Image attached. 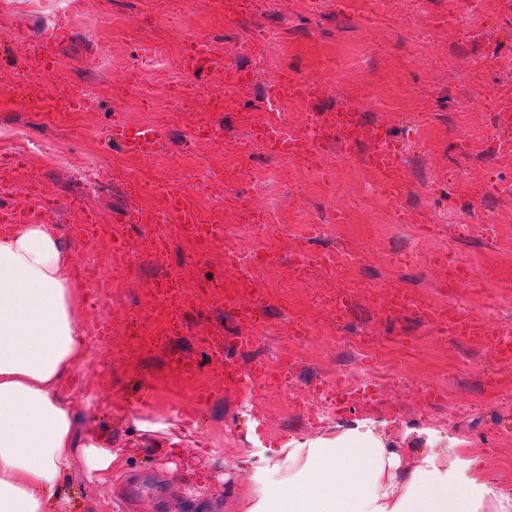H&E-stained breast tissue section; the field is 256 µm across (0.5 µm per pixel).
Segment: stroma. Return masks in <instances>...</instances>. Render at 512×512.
<instances>
[{"mask_svg":"<svg viewBox=\"0 0 512 512\" xmlns=\"http://www.w3.org/2000/svg\"><path fill=\"white\" fill-rule=\"evenodd\" d=\"M83 9L85 22L68 34L53 64L42 60L47 33L38 15L0 23V88L22 76L32 89L12 111L0 112V155L25 152L29 178L55 201L44 221L58 225L77 266L95 262L108 243L78 238L72 225L115 226L138 248L149 232L136 213L159 205L142 192L140 177L196 189L213 171L236 163L224 149L228 139L254 156L245 192L260 208L277 210L283 225L262 237L252 225H229L227 242L214 244L207 261L176 238L160 256L138 250L121 276L98 264L97 275L110 288L101 294L86 289L84 307L85 330L99 350L72 383L96 396L85 426L107 429L114 443L130 448L128 473L116 489L74 470L52 512H94L103 499L111 512H240L234 489L253 484L268 457L288 442L331 438L356 424L412 446L415 460L456 447L512 492V359L490 339L512 326V195L490 189L493 180H512V167L502 166L489 148L495 106L512 96V0H484L476 13L467 0H322L315 12L308 0H241L230 18L218 0H83ZM104 16L115 25L103 43L89 42L86 23ZM189 32L216 41L255 73L253 90L226 91L223 112L211 118L218 141L203 144L190 159L183 151L187 127L167 102L172 74L144 73L158 34ZM107 49L112 66L104 69L97 58ZM278 66L319 88L312 102L281 105L289 123L350 113L366 131L357 140L328 141L340 154L333 191L318 188L315 170L266 154L249 139L250 122L268 111ZM77 86L101 91V110L66 128L51 123L40 99ZM144 88L156 98L149 110L138 103ZM118 121L159 127L168 148L132 163L110 148L99 156L101 196H85L81 161ZM406 138L413 147L399 159L396 190L374 191L377 177L367 154ZM30 142L55 148L64 163L26 153ZM402 209L427 210L435 231L416 224L396 230ZM313 224L322 225L319 235H310ZM263 246L277 248L281 262L257 270L267 295L251 321H240L234 305L221 300L168 311L155 298L170 274L202 284L233 280L228 252ZM307 252L354 259L350 277L332 285L348 301L343 323L322 312L320 298L330 285L300 266ZM445 253L470 263L475 279L442 287L437 258ZM397 288L411 293L415 311H380V295ZM435 303L460 308L483 323L488 336L436 333L424 314ZM156 328L167 331L162 342L137 348V335ZM219 329L239 364L289 359L300 390L354 381L357 390L343 398L336 426L320 427L311 411L291 407L288 390L247 392L226 383L220 358L198 347L199 337ZM240 333L254 335L250 347L232 343ZM363 334L373 338L379 356L358 348ZM182 360L196 365L195 379L180 371ZM171 405L196 423L192 442L180 450L157 447L155 435L131 422L135 411ZM257 411L267 426L265 445L252 434ZM214 441L223 456L202 464L201 445Z\"/></svg>","mask_w":512,"mask_h":512,"instance_id":"1","label":"stroma"}]
</instances>
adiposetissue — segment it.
Masks as SVG:
<instances>
[{
	"label": "adipose tissue",
	"mask_w": 512,
	"mask_h": 512,
	"mask_svg": "<svg viewBox=\"0 0 512 512\" xmlns=\"http://www.w3.org/2000/svg\"><path fill=\"white\" fill-rule=\"evenodd\" d=\"M53 224L0 231V512H49L76 467L106 479L128 453L85 431L61 384L92 357L82 330L85 286ZM410 449L361 427L333 439L294 442L271 460L261 490L242 487V512H512L481 468L433 453L408 464Z\"/></svg>",
	"instance_id": "adipose-tissue-1"
}]
</instances>
